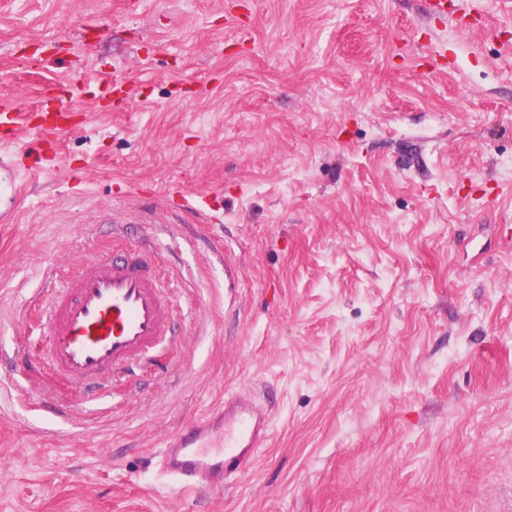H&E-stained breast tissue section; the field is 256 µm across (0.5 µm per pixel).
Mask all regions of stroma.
Returning <instances> with one entry per match:
<instances>
[{"label": "stroma", "instance_id": "stroma-1", "mask_svg": "<svg viewBox=\"0 0 512 512\" xmlns=\"http://www.w3.org/2000/svg\"><path fill=\"white\" fill-rule=\"evenodd\" d=\"M479 7L0 0V99L68 116L0 194V353L34 366L0 372V512H512V9ZM152 245L180 332L88 409L46 276ZM232 395L269 413L252 467L166 486Z\"/></svg>", "mask_w": 512, "mask_h": 512}]
</instances>
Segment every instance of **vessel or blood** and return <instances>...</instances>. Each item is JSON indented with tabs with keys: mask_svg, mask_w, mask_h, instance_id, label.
Returning <instances> with one entry per match:
<instances>
[{
	"mask_svg": "<svg viewBox=\"0 0 512 512\" xmlns=\"http://www.w3.org/2000/svg\"><path fill=\"white\" fill-rule=\"evenodd\" d=\"M26 117L0 104V139H19ZM52 342L46 361L61 375L96 394L114 371L136 370L174 332L158 278L135 256L85 264L81 274L41 298ZM270 433L269 416L256 402L232 396L198 421L184 424L159 452V469L183 492L223 489L246 472Z\"/></svg>",
	"mask_w": 512,
	"mask_h": 512,
	"instance_id": "b4317fda",
	"label": "vessel or blood"
}]
</instances>
